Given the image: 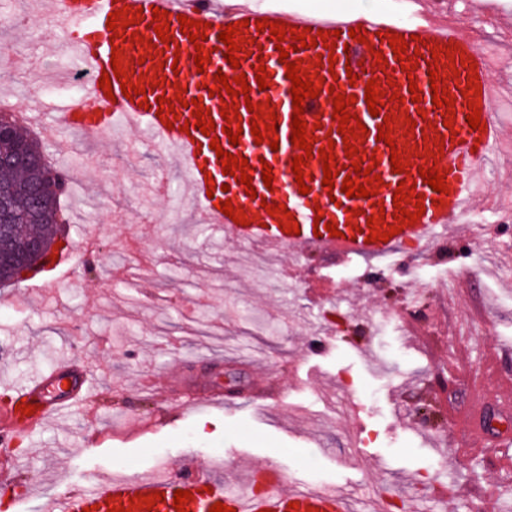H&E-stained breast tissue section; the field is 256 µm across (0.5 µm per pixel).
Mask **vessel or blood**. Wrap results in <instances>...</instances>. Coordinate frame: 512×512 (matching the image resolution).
<instances>
[{"mask_svg": "<svg viewBox=\"0 0 512 512\" xmlns=\"http://www.w3.org/2000/svg\"><path fill=\"white\" fill-rule=\"evenodd\" d=\"M128 5L142 11V19L135 30L144 37L143 42L125 47V60L131 70L142 71L143 75L153 76L162 72L166 78L164 86L147 89L148 100L164 95L174 97L177 87L187 89V99H201L204 107L211 111L215 129L212 136H205L200 129L185 133L178 128H169L158 119L155 109L139 107L137 101L128 100L120 86H113L111 92H104L99 86L103 73L111 71L112 45L106 26L108 15ZM163 9L168 13L169 35L174 39V47H165L158 40L152 22L154 9ZM186 15L194 21L207 22L204 48L210 49L211 61L205 72H198L194 64L196 50L186 34L181 33L179 15ZM53 26L67 35V50L76 61L82 75L84 94L79 101H69L62 105L61 115L66 128L95 138L102 136L114 127L131 128L139 131L145 140L160 143L166 150L175 152L180 163V175L188 188L193 212L199 223L220 230L225 236L235 238L248 245L260 248L272 254L292 253L298 256L308 253L325 255L341 254L350 259L382 258L396 253L403 246L411 244L420 250H429L437 244L447 242L448 227L465 221L473 209V187L475 175L481 170L496 150L502 129L499 122L489 111H482L481 120L484 131L470 128L466 116L469 112L467 100L462 91L467 86L470 73L485 74L484 56L473 42L466 39L452 26L435 27L428 23L421 12L404 9L400 12L367 11L361 13L340 14H299L273 8L237 7L219 8L215 0H53L47 13ZM277 20L296 26L298 31L312 28L337 32L334 57L335 67L321 65L317 56L323 53V46L298 49L296 56L304 64H317V73L325 79L326 88L318 97L306 99L303 103V117L308 124L316 125V143L320 146H333L335 159L333 169H340L346 162L343 137L338 133V122L333 118V93L355 96L356 102L349 106V113L357 115L368 133L355 146L362 152L364 165L373 166L375 174L381 175L384 185L377 195L347 197L342 192V177H335L334 190L323 187V163L320 159L309 160L305 173L311 174L309 194L298 191L295 175L292 171V159L300 155V148L290 141L291 115L294 111L291 94L292 82L286 76L280 53L276 49V38L269 33L258 32L254 26L256 20ZM248 21L243 31L248 41V55L240 68H232L225 60L226 47L219 39L227 24ZM361 27L363 41L352 40L348 34L350 28ZM386 32H396L403 37L420 35L423 44L421 57L417 59L416 70L402 72L388 41L383 40ZM456 45L464 50L466 66L458 77H450L448 66H440L444 74L445 87L454 96L455 113L453 128H446L440 110L434 109L431 95V83L428 75L426 55L434 45ZM161 51L164 68H157L151 60L152 51ZM382 51L387 60L385 68L374 65L375 51ZM360 64L364 67L357 81H349L347 64ZM266 68L270 74L271 86L261 90L255 88V75L259 68ZM224 73L235 77L245 73L252 88L249 97L252 102L269 101L278 117V145L256 143L249 130L253 118L251 111L240 108L241 126L244 130L239 145H232L223 130L225 121L221 115L219 97L210 96L208 88L214 85V76ZM378 79L381 91L389 95L390 101L381 109L380 116H372L365 101V88L368 80ZM416 83L421 91V102L408 101L409 83ZM400 93L401 101H393V93ZM425 109L427 116L418 119L414 130H407L405 124L394 127V145L378 141V130L384 115L403 111L416 116L418 109ZM441 136L447 143L443 157L437 164L445 173V182L450 187L445 195L444 206L434 203L437 193L423 183L418 173L423 160L412 156L409 169L410 180L415 183L417 193L421 194L425 212L414 225L405 227L403 232L394 235L387 242H367L364 230L369 215L375 214L377 207H384L386 224H393L395 207L393 193L402 176L391 167L392 148H405L412 143L423 146L425 138ZM219 139L226 152L243 154L252 166V184L256 196H247L244 187L231 175L223 174L222 166L215 150L210 147L212 139ZM271 165L275 181L265 186L262 179L263 165ZM213 178L216 187L208 189L206 178ZM231 201L233 206L241 207L247 214L249 223L242 226L218 210V203ZM280 203L294 215L299 224V234L282 231L278 220L264 210V203ZM337 226L338 235H329L328 231L314 233L315 216ZM91 380L85 367L77 362L63 363L49 373L34 377L17 392V398L35 405L31 415L21 414L12 409L0 414L10 430L32 429L62 411L85 406L90 399ZM191 492L188 503L190 512H210L215 503H223L234 512H292L289 503H296L293 512H350V503L345 494L337 488L309 487L302 484L284 488L279 471L267 467L251 473L247 482L238 488H227L223 475L201 470H192L176 477L160 472L148 477L129 478L125 476H100L84 487L50 498L43 506V512H84L85 508L96 507L97 512H107L108 508L128 505L130 498L151 492L163 493L162 502L156 503L152 512H175L172 500L176 491Z\"/></svg>", "mask_w": 512, "mask_h": 512, "instance_id": "b4317fda", "label": "vessel or blood"}]
</instances>
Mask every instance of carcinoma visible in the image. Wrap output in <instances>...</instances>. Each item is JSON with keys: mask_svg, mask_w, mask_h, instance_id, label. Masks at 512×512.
Masks as SVG:
<instances>
[{"mask_svg": "<svg viewBox=\"0 0 512 512\" xmlns=\"http://www.w3.org/2000/svg\"><path fill=\"white\" fill-rule=\"evenodd\" d=\"M0 123L12 129L11 137L0 140V155L11 159L18 154L26 157L45 155L42 146L22 129L12 113L0 112ZM47 174L55 181L56 192L46 197L41 209L35 211L31 207V191L44 181ZM0 182L11 188L13 193L15 225L11 228L7 246L18 247L31 239H38L46 247H52L56 235L55 226L61 221L62 200L69 192L63 170L49 162L44 170L28 161L14 162L0 168Z\"/></svg>", "mask_w": 512, "mask_h": 512, "instance_id": "obj_1", "label": "carcinoma"}]
</instances>
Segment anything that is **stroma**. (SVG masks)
<instances>
[{"mask_svg": "<svg viewBox=\"0 0 512 512\" xmlns=\"http://www.w3.org/2000/svg\"><path fill=\"white\" fill-rule=\"evenodd\" d=\"M42 0H0V93L40 98L46 124L61 125L67 96L48 83L68 69L64 35L41 14ZM297 12L399 9L398 0H251ZM449 16L473 42L512 54V0H453ZM80 191L103 190L95 218L68 225L69 251L88 230L95 257L58 287L31 293L0 286V397L68 360L92 375L88 410H75L12 441L0 468L28 486L22 499L0 492V512H40L41 501L114 474L145 475L166 461L177 476L220 460L240 481L272 466L288 481L334 486L359 512L390 501L418 512H512V441L473 446L452 423L484 391L486 407L512 432V136L481 180L471 221L501 227L494 245L463 241L348 262L330 256L253 266L245 248L218 231L198 235L178 192L174 161L133 132L105 133L93 166L85 147L69 155ZM223 368L218 405L192 408L186 396ZM181 407L180 416L168 415ZM482 478L469 480L471 469Z\"/></svg>", "mask_w": 512, "mask_h": 512, "instance_id": "obj_1", "label": "stroma"}]
</instances>
